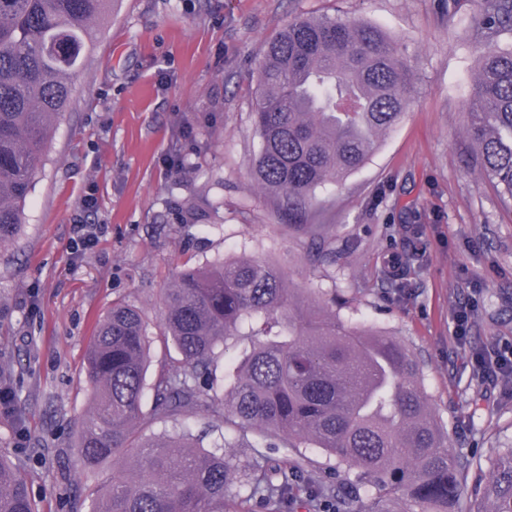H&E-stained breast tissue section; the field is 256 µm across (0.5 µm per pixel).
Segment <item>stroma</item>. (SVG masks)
Returning <instances> with one entry per match:
<instances>
[{
    "instance_id": "35a3bbf8",
    "label": "stroma",
    "mask_w": 512,
    "mask_h": 512,
    "mask_svg": "<svg viewBox=\"0 0 512 512\" xmlns=\"http://www.w3.org/2000/svg\"><path fill=\"white\" fill-rule=\"evenodd\" d=\"M478 0H116L71 78V105L38 167L25 222L0 247V456L37 512H89L78 456L91 406L85 355L114 303L141 311L150 337L146 384L179 354L161 336V296L177 273L240 256L282 267L297 298L335 295L336 315L403 342L417 356L427 405L471 466L455 512H472L490 459L512 446V378L475 382L469 351L512 346V205L471 164L465 134L481 45ZM365 20L385 29L415 74L414 102L379 150L308 205L337 264L310 259L309 232L288 225L253 183L252 110L265 42L296 17ZM100 225L74 249L76 219ZM417 249L405 286H387L390 255ZM474 308L468 346L454 314ZM250 337L214 363L215 401L154 418L142 435L187 431L222 445L215 423L228 376Z\"/></svg>"
}]
</instances>
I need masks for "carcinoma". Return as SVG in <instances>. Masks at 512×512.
Wrapping results in <instances>:
<instances>
[{"label": "carcinoma", "mask_w": 512, "mask_h": 512, "mask_svg": "<svg viewBox=\"0 0 512 512\" xmlns=\"http://www.w3.org/2000/svg\"><path fill=\"white\" fill-rule=\"evenodd\" d=\"M112 0H0V245L25 219L37 166L70 105V76L92 51ZM474 36L484 42L468 103L474 161L512 201V0H479ZM413 72L391 36L365 21L299 17L265 46L253 110L260 146L251 173L298 218L317 188L341 183L376 152L379 136L409 111ZM314 261L334 265L321 243ZM164 337L181 355L153 384V414L166 421L207 406L198 383L218 349L256 340L235 366L224 407V447L253 433L284 448L313 444L374 488L360 512H454L470 466L426 407L419 362L392 336L347 326L323 300L298 301L285 272L259 258L199 268L162 296ZM149 336L141 312L115 303L99 322L85 369L92 407L79 459L95 484L91 512H273L303 496L319 509L341 499L301 463L241 466L187 434H140ZM131 450L135 472L102 470ZM476 512H512V448L491 460ZM0 512H37L23 480L0 457Z\"/></svg>", "instance_id": "carcinoma-1"}]
</instances>
